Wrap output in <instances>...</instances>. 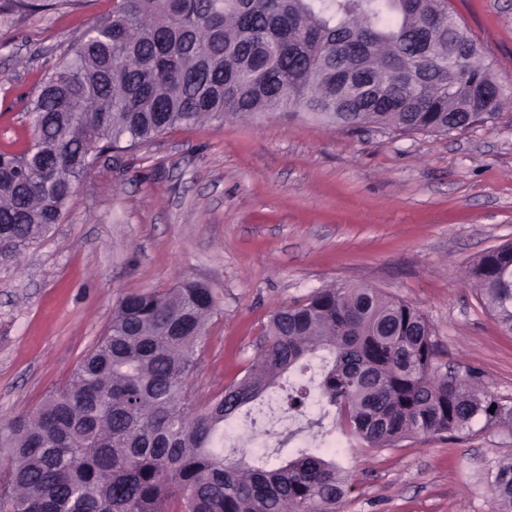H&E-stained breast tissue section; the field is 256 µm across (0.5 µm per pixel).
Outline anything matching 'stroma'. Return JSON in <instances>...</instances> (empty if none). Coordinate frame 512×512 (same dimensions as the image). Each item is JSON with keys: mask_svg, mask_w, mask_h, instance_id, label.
Masks as SVG:
<instances>
[{"mask_svg": "<svg viewBox=\"0 0 512 512\" xmlns=\"http://www.w3.org/2000/svg\"><path fill=\"white\" fill-rule=\"evenodd\" d=\"M484 64L512 84V0H450ZM110 0H59L0 14V149L25 144L29 101ZM512 242V104L488 126L449 136L355 131L306 115L181 126L101 155L60 224L0 263V420L63 386L126 295L183 278L224 294L190 378L197 402L241 377L279 306L328 284L365 283L430 322L440 373L476 377L512 412V334L465 274ZM346 470L338 512H492L512 426L477 422L454 437L391 448L348 443L321 422ZM280 426L238 415L226 447H277Z\"/></svg>", "mask_w": 512, "mask_h": 512, "instance_id": "stroma-1", "label": "stroma"}]
</instances>
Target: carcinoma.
I'll return each instance as SVG.
<instances>
[{"label": "carcinoma", "instance_id": "obj_1", "mask_svg": "<svg viewBox=\"0 0 512 512\" xmlns=\"http://www.w3.org/2000/svg\"><path fill=\"white\" fill-rule=\"evenodd\" d=\"M53 7L6 0L0 11ZM469 49L448 0H112L35 90L27 146L0 151V261L61 221L99 155L178 126L266 112L400 133L492 124L507 97L483 64L462 74ZM469 277L512 333V243ZM222 311L217 289L196 279L124 297L68 383L0 423V512H336L347 493L336 456L224 454V423L313 357L322 400L372 448L494 418V399L438 373L424 314L368 285H327L280 307L244 375L199 409L187 380ZM310 398L309 384L291 383L280 401L302 413ZM493 490L494 512H512V458Z\"/></svg>", "mask_w": 512, "mask_h": 512}]
</instances>
